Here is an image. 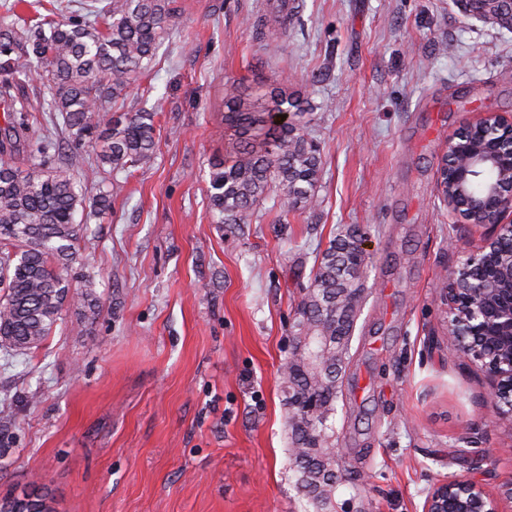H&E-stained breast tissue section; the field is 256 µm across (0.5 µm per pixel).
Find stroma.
Here are the masks:
<instances>
[{"instance_id": "35a3bbf8", "label": "stroma", "mask_w": 512, "mask_h": 512, "mask_svg": "<svg viewBox=\"0 0 512 512\" xmlns=\"http://www.w3.org/2000/svg\"><path fill=\"white\" fill-rule=\"evenodd\" d=\"M277 48L264 0H176L179 24L137 95L158 107L152 162L72 172L85 199L118 183L109 210L78 211L99 313L71 305L39 349L0 356V498L46 496L54 512H317L289 466L280 367L316 253L364 231L369 295L340 376L334 427L351 479L346 512H423L429 488L474 475L512 481V423L448 337V271L485 227L453 222L439 158L459 126L512 115V30L455 0H295ZM287 86L307 99L322 157L317 209L265 202L216 223L210 164L231 131L229 86ZM471 459L454 465L458 449Z\"/></svg>"}]
</instances>
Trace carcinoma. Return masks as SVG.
<instances>
[{
    "instance_id": "1",
    "label": "carcinoma",
    "mask_w": 512,
    "mask_h": 512,
    "mask_svg": "<svg viewBox=\"0 0 512 512\" xmlns=\"http://www.w3.org/2000/svg\"><path fill=\"white\" fill-rule=\"evenodd\" d=\"M286 0L276 5V27L265 32L267 46L286 35L291 14ZM49 14L20 29H0V101L9 105L0 128V350L23 358L51 335L65 308L77 303L84 317L96 318L93 282L72 287L69 269L80 243L93 240L88 225L75 215L83 197L71 174L74 153L57 163L49 126L56 120L72 145L95 146V160L113 172L149 164L156 150V112H126L117 117L108 106L138 89L140 75L178 20L175 0H93L86 15ZM39 76L50 90L48 115L39 121L26 80ZM255 111L238 93L226 102L224 124L235 141L224 159L211 165L209 198L219 224H249L257 207L272 200L283 214L304 202L318 205L312 191L321 173V156L304 102L281 87L263 94ZM287 114L282 123L273 114ZM34 144L42 160L25 168L15 162L22 145ZM361 229L340 231L319 254L311 270L300 317L330 343L317 347V365L286 363L287 427L291 433L289 465L298 476L296 489L331 499L329 483L339 468L336 431L338 390L336 352L350 348L343 337L353 327L364 300L367 256L359 253ZM315 398L319 413L310 423L301 404Z\"/></svg>"
}]
</instances>
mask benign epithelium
Masks as SVG:
<instances>
[{"mask_svg": "<svg viewBox=\"0 0 512 512\" xmlns=\"http://www.w3.org/2000/svg\"><path fill=\"white\" fill-rule=\"evenodd\" d=\"M439 191L459 223L481 215L493 232L460 266L449 270L442 299L448 335L463 357L480 363L489 388L488 411L512 416V116L486 112L448 136ZM27 498L0 499V512H44ZM424 512H500L497 497L481 481L451 477L432 486Z\"/></svg>", "mask_w": 512, "mask_h": 512, "instance_id": "benign-epithelium-1", "label": "benign epithelium"}]
</instances>
